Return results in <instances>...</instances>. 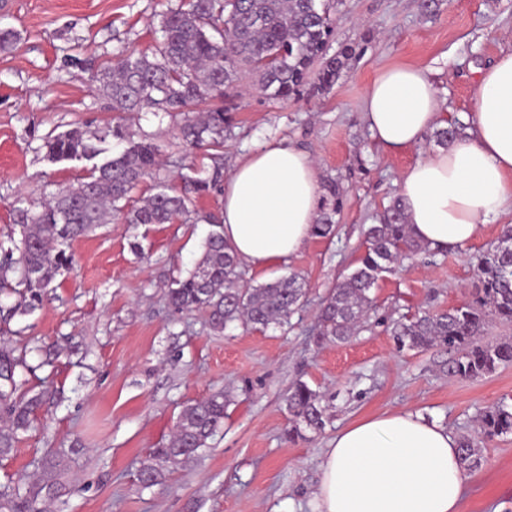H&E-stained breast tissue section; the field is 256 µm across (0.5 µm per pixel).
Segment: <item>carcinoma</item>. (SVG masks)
I'll use <instances>...</instances> for the list:
<instances>
[{
    "mask_svg": "<svg viewBox=\"0 0 512 512\" xmlns=\"http://www.w3.org/2000/svg\"><path fill=\"white\" fill-rule=\"evenodd\" d=\"M335 0H183L161 16L160 39L154 49L121 53L116 65L93 76L95 90L118 113L112 123L90 133L74 127L44 142L52 163L92 161L87 175L76 183H59L37 205L14 208L20 239L0 242V293L17 295L13 305L0 304V323L33 311L43 302L44 289L74 263L66 247L97 224L116 220L134 226L170 224L190 215L193 198L223 191L224 130L231 117L224 107L197 113L195 109L236 87L242 72L254 75L258 88L272 99L286 100L313 81L330 88L346 66L352 49L333 56L325 49L334 30ZM320 68H315V65ZM152 110L181 116L180 133L187 145L205 151L206 160L188 165L176 192L161 175L160 148L133 139L125 115ZM465 125L458 120L435 132L436 142L448 147ZM125 143L112 152V141ZM156 180L154 192L129 204L130 193L145 178ZM323 205L312 236L334 232L342 193L336 180L323 184ZM213 229L204 240L202 258L184 278L167 290L176 313L192 309L208 312L209 324L222 330L234 321L267 328L282 325L300 307L303 279L290 273L256 286L238 284V262L224 242L221 220L209 215ZM429 252L413 238L401 198H395L366 232V249L356 268L327 297L319 315L316 344L344 343L372 309L370 291L382 273L391 272L405 258ZM512 325V226L502 228L497 241L477 259L472 298L446 312L403 316L391 324L390 335L400 350L444 346L457 351L448 373L477 379L512 363V340L481 342L491 321ZM21 372H34L21 354L0 347V458L9 457L36 412L49 404L47 391L21 390ZM226 401L216 393L187 406L170 444L154 449L138 470L141 486L150 489L166 481L170 467L199 456L224 423ZM286 406L292 427L319 432L325 426L320 396L303 382L289 392ZM478 436L464 439L460 455L470 472L483 463V443L512 435V404L501 402L478 417ZM58 458L41 462V477L0 485V512H41L39 504L58 493Z\"/></svg>",
    "mask_w": 512,
    "mask_h": 512,
    "instance_id": "carcinoma-1",
    "label": "carcinoma"
}]
</instances>
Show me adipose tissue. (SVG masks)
<instances>
[{
	"label": "adipose tissue",
	"mask_w": 512,
	"mask_h": 512,
	"mask_svg": "<svg viewBox=\"0 0 512 512\" xmlns=\"http://www.w3.org/2000/svg\"><path fill=\"white\" fill-rule=\"evenodd\" d=\"M374 140L390 152L418 144L440 118L427 71L380 72L362 103ZM467 132L448 151L401 175L413 236L434 249L461 248L489 218L512 208V52L479 70ZM224 239L244 266L294 256L311 236L322 198L310 154L281 141L239 160L224 180ZM459 440L409 411L365 417L331 439L320 467L319 512H459L467 474Z\"/></svg>",
	"instance_id": "ef3b65f1"
}]
</instances>
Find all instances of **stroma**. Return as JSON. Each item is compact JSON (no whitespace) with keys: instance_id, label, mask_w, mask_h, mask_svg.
<instances>
[{"instance_id":"1","label":"stroma","mask_w":512,"mask_h":512,"mask_svg":"<svg viewBox=\"0 0 512 512\" xmlns=\"http://www.w3.org/2000/svg\"><path fill=\"white\" fill-rule=\"evenodd\" d=\"M179 3L0 0V28L19 34L13 48L0 51V238L14 227L18 198L38 202L51 184L84 177L86 163L46 161L44 138L111 122L109 103L91 87L92 72L112 65L122 48H150L162 15ZM335 19L331 52H355L330 90L309 84L277 101L245 75L223 99L233 125L225 169L263 143L286 139L343 190L330 237L310 238L267 269L237 268L249 285L300 273L302 307L282 327L236 321L221 332L205 311H171L169 282L200 260L210 230L205 217L220 214V194L195 201L202 217L195 224L97 226L71 243L74 267L55 279L42 305L0 328V339L26 349L37 367L27 387L52 396L14 455L0 460V484L35 479L33 459L59 456V493L42 502L43 512H316L326 448L352 422L410 410L457 437H473L480 412L512 402V365L462 380L446 372L453 351H401L389 332L400 316L467 300L476 257L512 225V209L466 247L406 259L382 274L370 317L349 342L319 346L313 339L325 299L363 255L365 232L398 196L402 173L439 150L429 133L397 154L374 141L360 110L372 79L391 67L424 68L443 101L442 118L465 117L474 110L475 69L512 48V0H440L432 15L420 0H339ZM127 124L159 145L170 178L190 163L179 119L136 112ZM135 241L142 253L133 251ZM45 344L60 356L43 367ZM299 382L320 395L329 421L322 432L292 439L285 399ZM218 392L227 399L224 425L207 449L172 467L165 485L142 488L140 461L168 444L186 406ZM460 512H512V436L485 442Z\"/></svg>"}]
</instances>
